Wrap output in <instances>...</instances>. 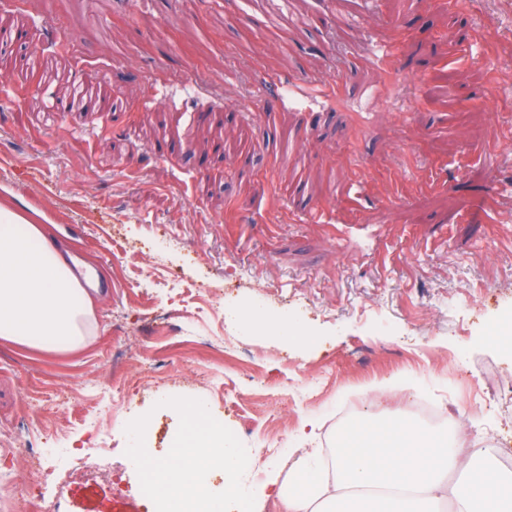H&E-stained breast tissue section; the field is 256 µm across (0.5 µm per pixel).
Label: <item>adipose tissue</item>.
Wrapping results in <instances>:
<instances>
[{"label":"adipose tissue","instance_id":"adipose-tissue-1","mask_svg":"<svg viewBox=\"0 0 512 512\" xmlns=\"http://www.w3.org/2000/svg\"><path fill=\"white\" fill-rule=\"evenodd\" d=\"M94 301L58 243L0 204V339L44 352L83 344L80 321ZM457 444L445 430L409 420L355 423L331 455L307 451L287 487L282 512H512V474L467 466L449 486Z\"/></svg>","mask_w":512,"mask_h":512}]
</instances>
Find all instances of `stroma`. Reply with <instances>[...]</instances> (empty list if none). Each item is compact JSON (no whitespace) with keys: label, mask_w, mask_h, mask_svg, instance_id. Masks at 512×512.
I'll use <instances>...</instances> for the list:
<instances>
[{"label":"stroma","mask_w":512,"mask_h":512,"mask_svg":"<svg viewBox=\"0 0 512 512\" xmlns=\"http://www.w3.org/2000/svg\"><path fill=\"white\" fill-rule=\"evenodd\" d=\"M224 2L0 0L34 35L0 44V199L103 289L78 350L0 340V475L24 442L63 512H155L125 428L149 415L165 456L178 396L253 451L256 484L332 450L337 410L424 399L512 473V0L366 2L345 35L291 0L277 53ZM96 80L116 109L52 111ZM296 80L341 92L312 107ZM256 304L307 341L226 314Z\"/></svg>","instance_id":"obj_1"}]
</instances>
